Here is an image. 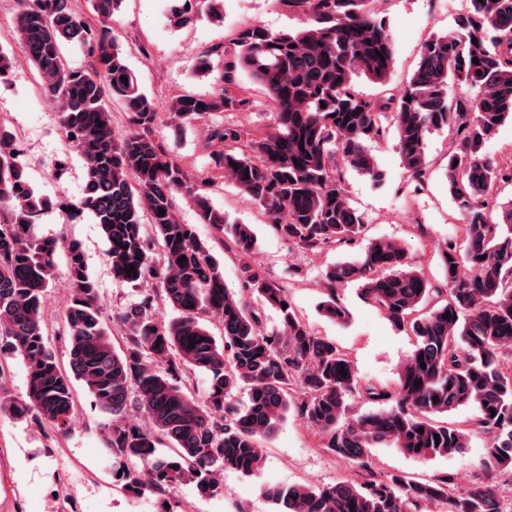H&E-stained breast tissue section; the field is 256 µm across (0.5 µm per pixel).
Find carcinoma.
<instances>
[{
	"label": "carcinoma",
	"mask_w": 512,
	"mask_h": 512,
	"mask_svg": "<svg viewBox=\"0 0 512 512\" xmlns=\"http://www.w3.org/2000/svg\"><path fill=\"white\" fill-rule=\"evenodd\" d=\"M122 2L96 0L92 22L75 14L70 0H15L13 26L43 98L57 108L59 127L81 159L83 194L74 208L100 224L112 278L134 287L155 279L160 288L141 293L118 317L116 342L85 253L69 243L73 295L53 329L69 353L68 363L60 361L42 312V296L55 279L57 242L37 233L43 215L59 204L34 190L16 133L0 122V356L6 355L0 381L11 374L12 359L27 370L26 397L0 394V416L64 436L77 412L79 381L94 404L112 414L105 447L115 482L138 492L146 471L156 491L189 481L211 496L224 471L249 476L258 470L262 441L293 410L352 474L320 487L268 486L273 512H415L436 501L448 503L449 512H501L494 490L482 482L461 489L449 475L384 478L370 454L390 441L429 460L485 433L491 436L486 466L512 469V370L503 365L512 359V202L498 209L488 201L494 185L512 183V158L484 153L486 141L512 121V0H471L473 9L457 15L452 33L426 39L418 70L402 92L389 96L388 113L354 83L363 75L384 84L391 72L390 35L368 8L370 0H283L306 17L304 28L271 33L247 25L234 39L233 60L219 69L213 57L224 55L222 46L200 52L195 72L212 77L215 92L174 95L163 113L139 87L108 23ZM219 2L173 0L170 26H186L200 5L219 19ZM66 42L77 43L89 67L68 65ZM239 69L263 86L277 127L250 137L213 126L212 165L263 210L283 239L311 252L362 246L326 269L327 299L319 309L334 322L346 321L336 287L357 282L363 301L414 337L391 389L362 383L346 355L299 318L288 290L245 264L241 288L280 314V326L267 329L258 309L224 287L208 242L177 218L175 197L184 194L201 223L224 234L236 252L256 248L251 225L229 221L212 205L216 178L189 177L155 136L165 113L191 127L246 104L233 94ZM450 84L478 95L450 100ZM114 102L124 106L133 135L116 134ZM389 126L407 185L416 191L429 173L426 134L446 129L456 140L446 164L448 193L467 222L460 225V242L442 253L439 286L403 246L388 240L361 245L365 224L336 155L381 178L365 143L382 139ZM132 265L136 272L126 273ZM197 373L210 376L199 398L191 392ZM241 390L248 393L242 406L235 400ZM362 395L381 408L350 415L351 399ZM131 404L150 429L123 420ZM460 407L474 414L447 421Z\"/></svg>",
	"instance_id": "1"
}]
</instances>
